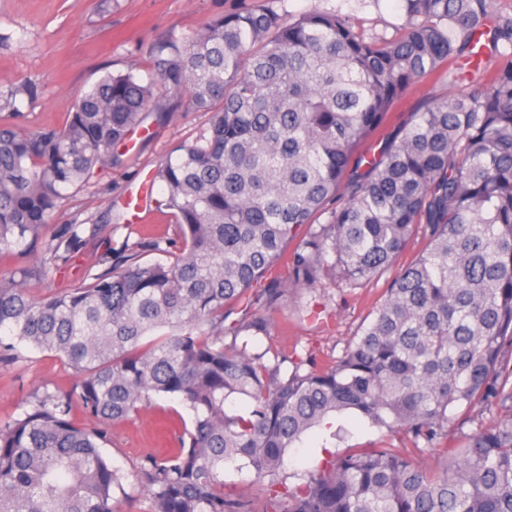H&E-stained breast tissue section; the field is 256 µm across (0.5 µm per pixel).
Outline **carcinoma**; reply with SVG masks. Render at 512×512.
I'll return each instance as SVG.
<instances>
[{
	"instance_id": "carcinoma-1",
	"label": "carcinoma",
	"mask_w": 512,
	"mask_h": 512,
	"mask_svg": "<svg viewBox=\"0 0 512 512\" xmlns=\"http://www.w3.org/2000/svg\"><path fill=\"white\" fill-rule=\"evenodd\" d=\"M265 6L214 18L150 52L146 77L107 73L64 125L20 123L32 81L0 89V253L31 254L62 203L106 168L131 133L165 112L155 86L186 92L207 126L151 173L175 237L124 244L164 252L84 271L32 294V272L0 277V360L18 345L55 353L78 380L0 420V512H116L123 475L100 422L153 397L191 412L179 446L139 467L147 512H250L224 492L241 460L267 482L272 512H512V62L484 76L485 48L512 50V14L496 0H401L394 37L365 39L345 15L288 20ZM449 89L394 135L360 151L424 78ZM69 224L48 260L84 242ZM421 235L426 248L401 262ZM287 264L288 275L277 272ZM397 268L357 340L327 365L278 349L261 313L331 271L349 286ZM245 303L242 315L230 311ZM244 399L240 413L226 403ZM509 415L448 446L456 410ZM352 411L401 433L331 455L291 485L288 448L313 428L340 437ZM437 450V469L414 456Z\"/></svg>"
}]
</instances>
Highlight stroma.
I'll list each match as a JSON object with an SVG mask.
<instances>
[{"instance_id":"obj_1","label":"stroma","mask_w":512,"mask_h":512,"mask_svg":"<svg viewBox=\"0 0 512 512\" xmlns=\"http://www.w3.org/2000/svg\"><path fill=\"white\" fill-rule=\"evenodd\" d=\"M264 0H0V89L25 79L35 80L40 93L22 108L26 123L40 127L62 126L72 110L78 91L88 89L104 73H143L149 63L151 46L167 38L185 39L228 12L263 4ZM277 8L287 18L313 10L351 17L365 36L392 37L406 22L401 0H279ZM444 85L419 82L403 101L389 112L382 134L396 132L409 121L426 100L446 95ZM157 103L167 108L165 119L149 131H136L120 146L121 165L104 170L99 179L70 195L45 228L52 239L63 225L79 224L84 245L68 263L45 265L40 255L4 253L0 270L18 266L35 267L31 283L37 296L53 294L84 269L101 272L111 264L104 239L113 248L124 241H137L146 234L170 236L171 216L147 203V196H160V186L149 183L151 172L181 141L193 138L207 121L195 111L187 96L176 97L158 91ZM144 198L141 212H126L127 198ZM391 273L355 287L325 277L321 288L294 292L291 301L268 311V336L258 338V349L274 347L328 361L340 356L356 340L369 312L388 288ZM22 361L0 365V419L20 412L33 395L44 392L64 394L76 377L64 369L52 352L24 350ZM190 414L175 398L154 397L151 405L118 422L103 423L108 442L103 452L120 469L123 478L113 488L117 512H143L147 503L137 477L142 461L175 447L176 437ZM347 431L341 441L317 429L289 449L285 467L289 474L303 478L320 469L326 449L344 450L379 439L404 446L402 436L369 426L355 416L340 420ZM224 489L245 501L251 512H264L266 483L252 468L224 467Z\"/></svg>"}]
</instances>
